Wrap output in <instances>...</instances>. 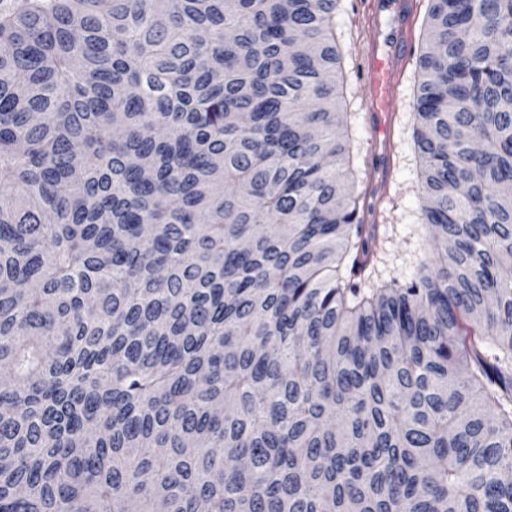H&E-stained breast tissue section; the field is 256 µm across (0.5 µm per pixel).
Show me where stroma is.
<instances>
[{"mask_svg": "<svg viewBox=\"0 0 512 512\" xmlns=\"http://www.w3.org/2000/svg\"><path fill=\"white\" fill-rule=\"evenodd\" d=\"M373 0H339L336 42L342 53L340 106L346 112L348 165L361 194L364 223L375 225L373 255L362 270V287L391 279L408 281L430 268L429 230L421 222L423 193L420 159L414 143L419 57L425 49L429 0H412V28L405 61L399 70L398 97L390 121V161L380 166L372 150L373 132L367 122V96L372 44L377 32L369 22Z\"/></svg>", "mask_w": 512, "mask_h": 512, "instance_id": "stroma-1", "label": "stroma"}]
</instances>
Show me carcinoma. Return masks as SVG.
Returning a JSON list of instances; mask_svg holds the SVG:
<instances>
[{"label":"carcinoma","instance_id":"obj_1","mask_svg":"<svg viewBox=\"0 0 512 512\" xmlns=\"http://www.w3.org/2000/svg\"><path fill=\"white\" fill-rule=\"evenodd\" d=\"M429 2L365 291L338 0H0V512H512V0Z\"/></svg>","mask_w":512,"mask_h":512}]
</instances>
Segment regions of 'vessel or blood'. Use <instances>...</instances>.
<instances>
[{"label":"vessel or blood","instance_id":"obj_1","mask_svg":"<svg viewBox=\"0 0 512 512\" xmlns=\"http://www.w3.org/2000/svg\"><path fill=\"white\" fill-rule=\"evenodd\" d=\"M388 13L390 31L383 41L381 58L375 59L369 78V91L373 99L370 124L377 133H384L382 115L388 112L396 97V80L392 70L384 62L400 58L405 54L404 38L410 31V11L407 0H375L372 14Z\"/></svg>","mask_w":512,"mask_h":512}]
</instances>
